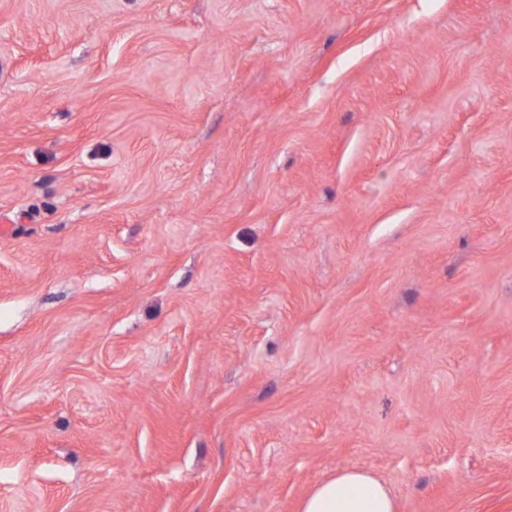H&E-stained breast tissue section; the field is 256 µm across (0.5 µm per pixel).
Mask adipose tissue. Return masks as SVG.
<instances>
[{"instance_id":"adipose-tissue-1","label":"adipose tissue","mask_w":512,"mask_h":512,"mask_svg":"<svg viewBox=\"0 0 512 512\" xmlns=\"http://www.w3.org/2000/svg\"><path fill=\"white\" fill-rule=\"evenodd\" d=\"M299 512H397L390 489L371 473L353 466L316 484Z\"/></svg>"}]
</instances>
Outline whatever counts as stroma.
I'll return each mask as SVG.
<instances>
[{"mask_svg": "<svg viewBox=\"0 0 512 512\" xmlns=\"http://www.w3.org/2000/svg\"><path fill=\"white\" fill-rule=\"evenodd\" d=\"M0 512H512V0H0ZM390 489L371 473L353 466L316 484L301 500L299 512H396Z\"/></svg>", "mask_w": 512, "mask_h": 512, "instance_id": "obj_1", "label": "stroma"}]
</instances>
